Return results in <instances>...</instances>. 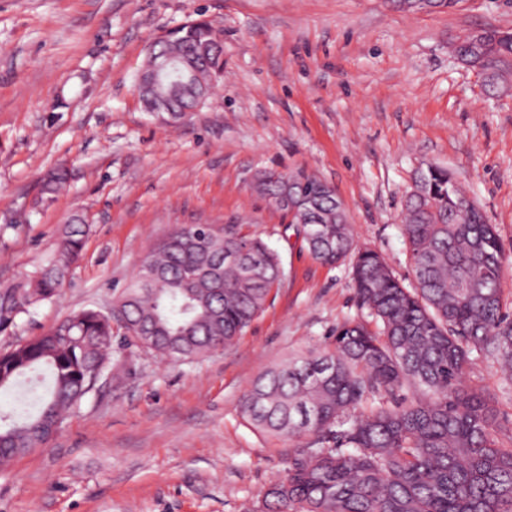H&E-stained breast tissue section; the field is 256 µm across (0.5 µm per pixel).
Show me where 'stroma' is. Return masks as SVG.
<instances>
[{
    "label": "stroma",
    "mask_w": 512,
    "mask_h": 512,
    "mask_svg": "<svg viewBox=\"0 0 512 512\" xmlns=\"http://www.w3.org/2000/svg\"><path fill=\"white\" fill-rule=\"evenodd\" d=\"M199 18L222 39L224 75L166 126L136 78L154 40ZM476 28L512 31V0L422 12L393 0H0V289L49 262L72 216L90 225L61 296L0 328V350L110 305L181 225L234 226L285 268L232 346L193 362L120 351L123 383L88 395L47 447L0 472V512H250L307 445L255 430L244 398L261 372L326 347L362 311L349 264L315 260L253 191L260 171L332 186L358 245L408 285L404 199L421 163L447 168L497 228L512 315V95L486 94L448 51ZM58 166L67 191L38 201ZM466 384L512 428V377L479 358Z\"/></svg>",
    "instance_id": "1"
}]
</instances>
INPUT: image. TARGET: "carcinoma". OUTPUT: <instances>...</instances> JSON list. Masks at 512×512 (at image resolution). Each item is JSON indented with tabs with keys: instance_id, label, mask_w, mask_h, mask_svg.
<instances>
[{
	"instance_id": "1",
	"label": "carcinoma",
	"mask_w": 512,
	"mask_h": 512,
	"mask_svg": "<svg viewBox=\"0 0 512 512\" xmlns=\"http://www.w3.org/2000/svg\"><path fill=\"white\" fill-rule=\"evenodd\" d=\"M169 53L183 79L167 83L164 122L200 105L224 50L214 30L192 20ZM462 60L482 61L484 86L506 91L512 39L458 41ZM50 173L42 193L61 190ZM296 197L295 235L320 262L352 258V281L366 321L336 328L331 347L308 350L263 371L243 403L259 431L309 437L287 473L252 512H512V435L498 439L494 397L464 385L472 357L512 371V320L503 311V246L494 225L447 169L429 164L414 177L402 234L415 287H405L374 250L357 247L346 210L326 183L288 175ZM88 225H66L53 257L25 288L0 293V326L57 298L79 259ZM237 254L254 269L245 282ZM285 275L278 251L230 226L173 230L142 259L135 281L112 303L123 314L87 307L60 324L0 351V391L19 407L0 410V467L47 446L84 398L112 375L113 330L130 326L122 346L193 361L232 344L264 309ZM375 324L371 330L369 324ZM409 388L412 398L400 401ZM361 407L358 416L352 411Z\"/></svg>"
}]
</instances>
